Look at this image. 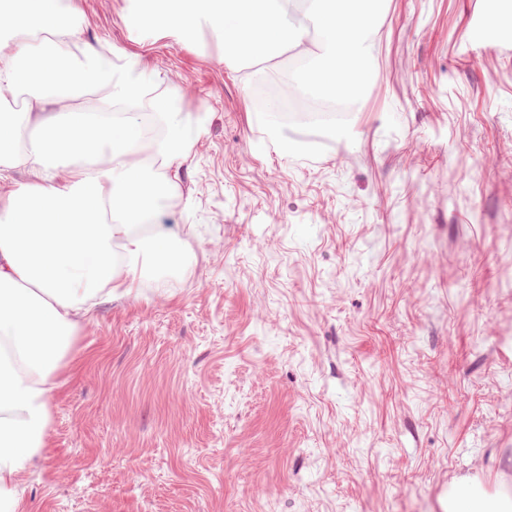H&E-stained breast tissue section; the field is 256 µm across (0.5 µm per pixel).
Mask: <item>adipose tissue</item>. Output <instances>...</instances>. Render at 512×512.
I'll return each instance as SVG.
<instances>
[{
    "instance_id": "obj_1",
    "label": "adipose tissue",
    "mask_w": 512,
    "mask_h": 512,
    "mask_svg": "<svg viewBox=\"0 0 512 512\" xmlns=\"http://www.w3.org/2000/svg\"><path fill=\"white\" fill-rule=\"evenodd\" d=\"M0 15L13 35L0 45V86L30 95L26 112L0 113V173L33 176L0 198V512H24L55 377L83 322L182 260L159 203H181L208 115L183 111L162 71L121 48L72 52L62 0H0ZM91 89L120 115L59 111ZM448 512H512V494L473 478L449 491Z\"/></svg>"
}]
</instances>
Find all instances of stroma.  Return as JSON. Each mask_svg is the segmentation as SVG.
<instances>
[{"label":"stroma","mask_w":512,"mask_h":512,"mask_svg":"<svg viewBox=\"0 0 512 512\" xmlns=\"http://www.w3.org/2000/svg\"><path fill=\"white\" fill-rule=\"evenodd\" d=\"M81 40L165 70L208 132L165 220L186 261L101 304L53 394L25 512H445L512 491V0H387L342 135L254 112L210 34ZM300 144L283 155L282 139ZM448 512H511L512 496L498 491L494 495L481 489L477 479H468L448 491Z\"/></svg>","instance_id":"stroma-1"}]
</instances>
